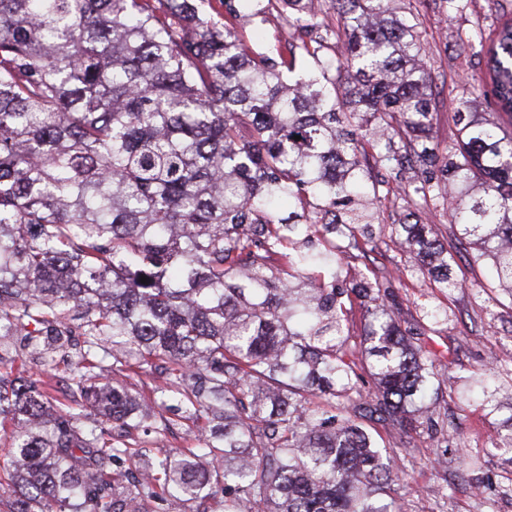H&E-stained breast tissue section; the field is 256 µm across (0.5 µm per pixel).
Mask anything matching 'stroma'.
Listing matches in <instances>:
<instances>
[{
  "instance_id": "stroma-1",
  "label": "stroma",
  "mask_w": 512,
  "mask_h": 512,
  "mask_svg": "<svg viewBox=\"0 0 512 512\" xmlns=\"http://www.w3.org/2000/svg\"><path fill=\"white\" fill-rule=\"evenodd\" d=\"M234 6L237 15L230 18V27L255 53L299 42L301 33L289 25L281 0H235ZM398 8L412 11L421 22L432 92L431 136L444 151L458 137L453 107L459 99L480 96L476 79L484 67L483 59L453 52L451 45L457 36L477 29L491 37L497 19L512 20V0H467L459 13L448 12L443 0H400ZM360 162L377 185L378 220L373 241L349 251L340 283L346 288L375 279L390 283L396 316L420 329V343L433 357L441 382L438 396L429 402L432 429L406 432L366 424L402 471L390 494L403 512H504L512 504V450L495 444L507 434L505 418L512 413V298L498 288L488 262L457 258L458 227L440 205L426 208L424 217L454 254L451 270L462 286L447 293L428 274L413 270L406 245L391 233L402 212L397 190L408 174L374 167L368 155ZM430 306L447 310V323L422 320L423 308ZM28 370L37 389L49 396L51 411L68 409L99 420L81 397L65 354H57L50 367L29 359ZM116 374L150 412L124 432L129 447L153 455L161 448L173 452L194 444L195 433L179 412L157 403L160 391L171 385L163 363L121 362ZM476 380L487 384L498 411L472 392Z\"/></svg>"
}]
</instances>
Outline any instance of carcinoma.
<instances>
[{
  "label": "carcinoma",
  "mask_w": 512,
  "mask_h": 512,
  "mask_svg": "<svg viewBox=\"0 0 512 512\" xmlns=\"http://www.w3.org/2000/svg\"><path fill=\"white\" fill-rule=\"evenodd\" d=\"M198 2L0 0V336L49 362L77 316L83 351L70 365L112 426L143 415L122 385L95 383L110 351L169 361L178 386L195 379L160 400L205 430L194 448L150 456L97 423L50 419L26 360L4 347L14 378L0 380V418L24 417L8 512H125L134 499L111 465L133 456L146 497L219 486L224 512H401L379 504L397 475L363 420L431 423L433 361L385 304L388 287L352 288L374 303L363 350L374 398L352 399L333 280L375 234L358 155L369 143L376 166L412 172L394 231L439 287L458 284L420 213L446 199L460 239L512 294V134L465 100L458 140L439 154L420 21L392 0H330L343 42L324 34L274 56L253 55ZM479 46L485 96L511 116L512 24ZM308 56L314 68L285 82ZM335 224L346 245L299 247ZM278 256L294 279L273 273ZM313 389L328 407L309 406Z\"/></svg>",
  "instance_id": "cac0c4a2"
}]
</instances>
